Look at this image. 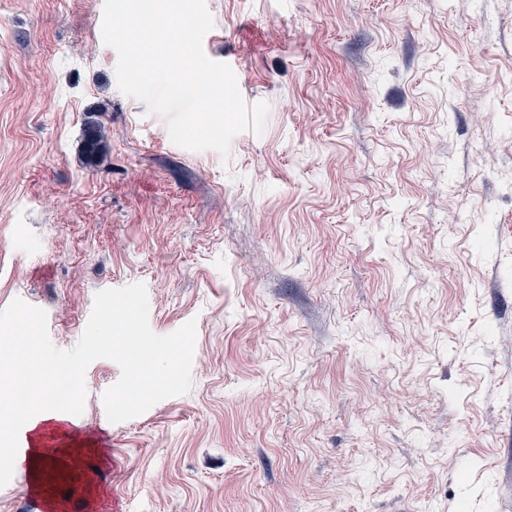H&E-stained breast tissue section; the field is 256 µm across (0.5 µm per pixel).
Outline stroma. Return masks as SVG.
Instances as JSON below:
<instances>
[{
	"instance_id": "35a3bbf8",
	"label": "stroma",
	"mask_w": 512,
	"mask_h": 512,
	"mask_svg": "<svg viewBox=\"0 0 512 512\" xmlns=\"http://www.w3.org/2000/svg\"><path fill=\"white\" fill-rule=\"evenodd\" d=\"M262 134L174 145L104 0H0V310L196 323L187 394L102 417L64 512H512V0H207ZM108 150L88 164V121ZM97 484L85 486L89 469ZM0 470V512L37 501Z\"/></svg>"
}]
</instances>
